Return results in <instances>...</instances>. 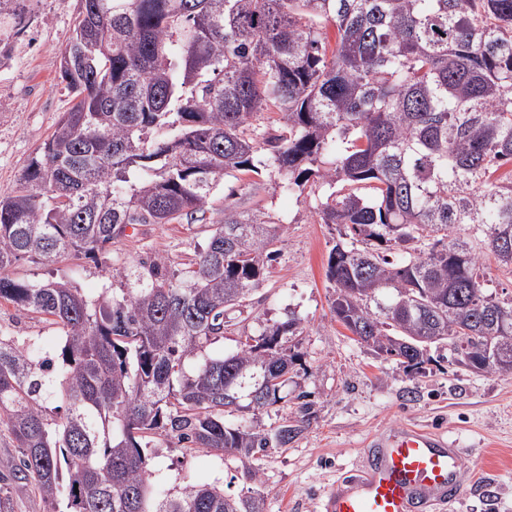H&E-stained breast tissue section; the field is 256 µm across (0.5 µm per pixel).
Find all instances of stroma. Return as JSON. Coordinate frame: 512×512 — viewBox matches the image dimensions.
<instances>
[{
  "mask_svg": "<svg viewBox=\"0 0 512 512\" xmlns=\"http://www.w3.org/2000/svg\"><path fill=\"white\" fill-rule=\"evenodd\" d=\"M73 24L71 0H0V197L15 189L27 159L72 105L57 72ZM281 181L274 170L223 180L205 221L146 224L81 262L77 284L90 294L112 285L121 260L135 264L159 253L182 268L205 247L228 195L285 228L242 319L207 352H234L240 337L300 318V332L288 339L299 360L280 400L231 420L265 429L289 422L301 431L258 462L255 480L236 454L186 450L158 437L151 463L163 492L218 481L236 495L259 490L266 512H318L323 490L352 468L369 438L410 424L450 435L464 450V491L451 512H512V373L472 372L444 344L428 348L426 362L411 370L355 340L331 312L335 290L326 276L341 229L320 222L312 191L291 194ZM0 332L27 338L41 355L60 345L55 325L7 303L0 305Z\"/></svg>",
  "mask_w": 512,
  "mask_h": 512,
  "instance_id": "1",
  "label": "stroma"
}]
</instances>
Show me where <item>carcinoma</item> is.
Here are the masks:
<instances>
[{
  "label": "carcinoma",
  "instance_id": "carcinoma-1",
  "mask_svg": "<svg viewBox=\"0 0 512 512\" xmlns=\"http://www.w3.org/2000/svg\"><path fill=\"white\" fill-rule=\"evenodd\" d=\"M335 28L330 40L329 27ZM60 64L75 103L0 197V300L52 318L57 355L0 335V512L13 485L47 512H266L264 496L210 483L159 491L148 448L162 431L192 450L252 462L298 427L225 415L277 402L297 355L295 318L239 340L227 314L262 283L283 228L224 201L179 273L156 255L85 293L78 261L139 224L197 220L227 177L309 178L317 214L343 227L327 276L332 313L361 343L414 367L458 342L461 365L512 371V297L490 292L485 258L512 270V0H75ZM279 112L271 135L260 114ZM64 265L14 277L20 259ZM502 343L499 365L484 366Z\"/></svg>",
  "mask_w": 512,
  "mask_h": 512
}]
</instances>
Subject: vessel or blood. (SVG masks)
<instances>
[{
  "label": "vessel or blood",
  "mask_w": 512,
  "mask_h": 512,
  "mask_svg": "<svg viewBox=\"0 0 512 512\" xmlns=\"http://www.w3.org/2000/svg\"><path fill=\"white\" fill-rule=\"evenodd\" d=\"M461 449L444 436L399 426L365 448L326 491L322 512H446L463 492Z\"/></svg>",
  "instance_id": "1"
}]
</instances>
